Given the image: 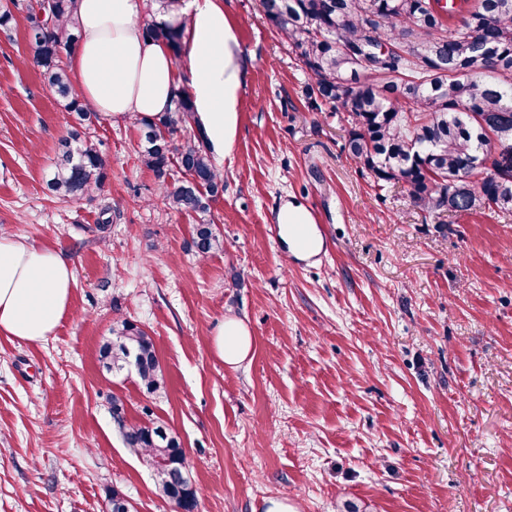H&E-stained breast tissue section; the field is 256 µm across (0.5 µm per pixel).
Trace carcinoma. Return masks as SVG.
<instances>
[{"instance_id":"carcinoma-1","label":"carcinoma","mask_w":512,"mask_h":512,"mask_svg":"<svg viewBox=\"0 0 512 512\" xmlns=\"http://www.w3.org/2000/svg\"><path fill=\"white\" fill-rule=\"evenodd\" d=\"M76 0H54L48 26L31 36L34 62L49 87L65 100L82 128L94 114L72 97L60 54L78 42ZM431 0H261L264 16L287 39L305 67L307 96L343 110L344 150L368 171L379 189L403 185L421 210L466 212L512 209V0H467L460 24L433 12ZM145 37L162 41L174 56L183 48L184 22H159L148 12ZM391 50L381 54L382 45ZM159 119H141L143 164L158 178L176 165L184 179L163 186L164 204L205 215L224 191L210 147L193 130V103L179 92ZM107 161L78 130L61 140L47 189L79 198L100 188ZM193 247L204 257L221 247L211 221L194 227ZM150 396L167 385L154 343L130 320L112 324L99 360L114 375L128 360ZM123 402L112 398V416L127 448L158 471L161 496L194 512L197 491L184 477L186 454L179 439L159 424L125 423Z\"/></svg>"}]
</instances>
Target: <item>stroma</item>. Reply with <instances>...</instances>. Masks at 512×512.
<instances>
[{"label": "stroma", "instance_id": "1", "mask_svg": "<svg viewBox=\"0 0 512 512\" xmlns=\"http://www.w3.org/2000/svg\"><path fill=\"white\" fill-rule=\"evenodd\" d=\"M243 62L238 133L214 157L210 218L224 247L199 257L195 216L168 209L140 162L139 125L90 133L103 188L45 180L71 118L32 60L27 13L0 27V234L69 258L71 309L43 343L0 335V512H177L112 418L176 433L195 512H512V212L429 214L378 190L343 149L346 123L311 104L308 75L260 0H224ZM323 245L296 259L288 201ZM152 337L167 392L98 361L115 318ZM242 319L253 347L224 364L212 336Z\"/></svg>", "mask_w": 512, "mask_h": 512}]
</instances>
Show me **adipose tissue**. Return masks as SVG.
Here are the masks:
<instances>
[{"label":"adipose tissue","instance_id":"obj_1","mask_svg":"<svg viewBox=\"0 0 512 512\" xmlns=\"http://www.w3.org/2000/svg\"><path fill=\"white\" fill-rule=\"evenodd\" d=\"M80 39L69 61L77 97L99 119L157 118L173 107L180 83H187L210 149L232 150L238 125L242 64L222 0H191L186 18V55L176 63L169 47L147 39L138 0H76ZM280 223L304 255L321 246L308 229L302 205L281 210ZM75 286L70 262L57 250L0 235V335L39 343L47 340L66 314ZM217 356L236 366L251 351L242 320L230 317L213 336Z\"/></svg>","mask_w":512,"mask_h":512}]
</instances>
